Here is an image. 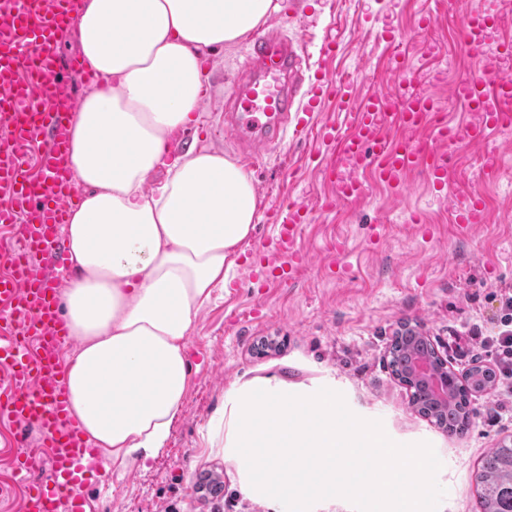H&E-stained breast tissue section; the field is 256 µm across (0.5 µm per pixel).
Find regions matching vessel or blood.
<instances>
[{"label": "vessel or blood", "mask_w": 512, "mask_h": 512, "mask_svg": "<svg viewBox=\"0 0 512 512\" xmlns=\"http://www.w3.org/2000/svg\"><path fill=\"white\" fill-rule=\"evenodd\" d=\"M78 3L0 0V225L8 229L0 236V421L15 429L9 450L13 481L0 484V498L16 496L17 512H92L82 489L107 482L98 451L70 411L63 362L70 341L60 312L67 270L63 234L78 199L68 165L77 98L63 77L95 80L77 58H61L57 50ZM457 22L461 42L479 54L498 16L472 9L458 14ZM453 93L474 115L462 128L449 125L433 97L384 84L357 103L346 128L322 124L317 135L332 152L312 162L333 191L324 209L364 199L368 173L398 195L416 169L443 190L451 172L446 147L459 133L481 142L512 129L511 77L469 73ZM346 97L342 81L310 72L298 44L272 26L248 44L224 99V128L243 156L260 158L287 136L308 133L305 112ZM486 217L476 195L461 198L454 212L464 230ZM265 218L274 233L252 277L267 286L294 281L307 264L300 232L312 212L295 198ZM34 445L47 463L42 478L30 475Z\"/></svg>", "instance_id": "b4317fda"}]
</instances>
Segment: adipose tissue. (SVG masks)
Wrapping results in <instances>:
<instances>
[{
    "mask_svg": "<svg viewBox=\"0 0 512 512\" xmlns=\"http://www.w3.org/2000/svg\"><path fill=\"white\" fill-rule=\"evenodd\" d=\"M276 0H83L73 36L100 79L78 103L62 312L76 343L70 410L114 469L155 458L189 384L193 322L229 286L254 229L251 177L224 154L168 143L201 108L206 55Z\"/></svg>",
    "mask_w": 512,
    "mask_h": 512,
    "instance_id": "obj_1",
    "label": "adipose tissue"
}]
</instances>
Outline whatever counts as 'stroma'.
<instances>
[{
    "label": "stroma",
    "instance_id": "obj_1",
    "mask_svg": "<svg viewBox=\"0 0 512 512\" xmlns=\"http://www.w3.org/2000/svg\"><path fill=\"white\" fill-rule=\"evenodd\" d=\"M277 2L274 19L282 31L311 64L333 76L348 72L351 98L371 94L399 50L412 64L413 88L437 98L453 123L469 121V110L452 98L450 87L460 74L483 71L486 58L457 41L447 0ZM427 12L436 24L424 31L418 23ZM387 29L401 34L400 49L384 40ZM327 40L336 43L329 60L320 56ZM241 50L237 43L207 54L205 107L194 125L177 133L181 147L235 156L221 121ZM320 148L312 135L288 138L262 164L248 167L260 215L291 194L312 205L330 195L308 163ZM453 154V174L442 195L431 194L416 170L407 177L404 196L373 182L364 202L305 225L301 245L312 263L295 281L266 291L247 276L258 247L274 232L273 225L257 220L241 246L232 286L216 293L190 329L191 383L165 448L112 478L110 488L85 487L97 512H270L243 490L235 463L224 453L230 396L260 379L288 392L335 390L357 416L381 420L395 442L431 443L442 462L437 481L447 490L438 512H474L477 465L512 436V393L497 385L473 397L469 430L451 435L414 410L409 388L388 366L391 337L411 323L424 327L450 367L469 370L480 337L497 333L502 301L512 295V138L491 137L483 148L463 143ZM490 159L499 168L492 181L479 176ZM475 193L486 198L487 221L466 233L456 227L450 202ZM412 211L432 225V236L405 223ZM378 219L385 222L380 239L372 229Z\"/></svg>",
    "mask_w": 512,
    "mask_h": 512
}]
</instances>
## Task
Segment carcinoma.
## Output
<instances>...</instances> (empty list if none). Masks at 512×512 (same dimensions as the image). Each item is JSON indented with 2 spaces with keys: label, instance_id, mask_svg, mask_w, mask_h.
<instances>
[{
  "label": "carcinoma",
  "instance_id": "1",
  "mask_svg": "<svg viewBox=\"0 0 512 512\" xmlns=\"http://www.w3.org/2000/svg\"><path fill=\"white\" fill-rule=\"evenodd\" d=\"M424 354L419 343L397 331L389 346V367L392 374L412 390L411 403L415 410L431 419L439 428L450 433L464 432L471 425L470 396L492 383L487 370H472V380L462 385L452 378L448 380L446 397L433 401L428 398L423 385L407 375L398 365L399 360ZM512 442H502L487 452L475 473L478 512H512Z\"/></svg>",
  "mask_w": 512,
  "mask_h": 512
}]
</instances>
